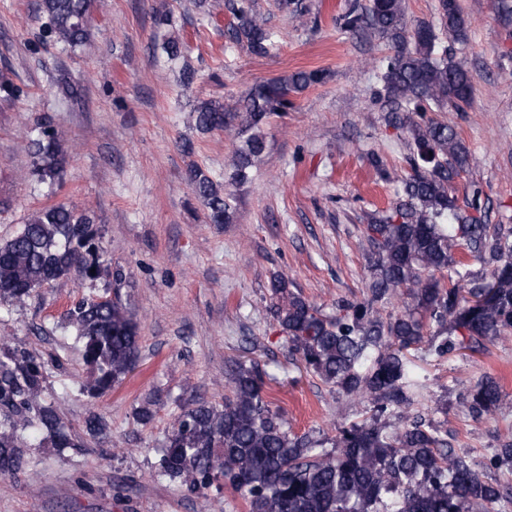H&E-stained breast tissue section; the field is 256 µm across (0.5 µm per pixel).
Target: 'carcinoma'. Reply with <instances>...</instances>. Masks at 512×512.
Returning a JSON list of instances; mask_svg holds the SVG:
<instances>
[{"instance_id": "obj_1", "label": "carcinoma", "mask_w": 512, "mask_h": 512, "mask_svg": "<svg viewBox=\"0 0 512 512\" xmlns=\"http://www.w3.org/2000/svg\"><path fill=\"white\" fill-rule=\"evenodd\" d=\"M93 0H40L44 38L86 49ZM231 15L229 41L252 56L269 55L274 33L256 0H224ZM350 33L369 30L390 49L382 60L378 96L396 128L408 135L410 172L403 194L385 210L366 216L369 283L361 299L341 300L328 316L289 290L288 278L270 282L273 318L288 335L289 350L306 371L363 404V419L343 422L330 438L297 435L274 411L259 365L239 363L224 384V403L199 400L177 417L165 435L158 473L201 492L214 482L238 494L247 512H507L512 484L487 481L475 464L448 447L440 430L417 420L391 430L387 419L407 408L420 389L412 350L427 343L437 359L487 340L512 337V225L488 224L479 190L460 198L453 181L467 171L469 150L455 126L429 112H465L471 104L467 62L448 53L441 35L468 41L470 25L457 0H438L437 23L410 27L403 0H370L339 17ZM168 59L184 58L183 43L168 38ZM321 70L296 71L261 81L235 106L222 99L192 109L201 133L234 128L229 181L245 184L265 151L264 127L293 106L292 95L320 84ZM25 95L0 74V101ZM25 149L37 183L60 181L68 163L66 140L50 117L37 122ZM185 180L211 224H230L237 207L224 182L198 166ZM111 279L115 299L84 298L66 314L64 329L81 344L93 397L120 385L139 354V327L119 296L121 268L104 259L100 236L85 210L51 205L35 211L13 235L0 240V304L20 306L54 281ZM411 310L381 315L400 294ZM48 363L22 346L0 343V476L28 462L29 431L39 446L84 448L108 438L110 425L88 412L77 434L56 402L44 398ZM500 384L487 377L464 405L474 418L503 404ZM332 450H327V447ZM486 470L512 467V436L482 463Z\"/></svg>"}]
</instances>
